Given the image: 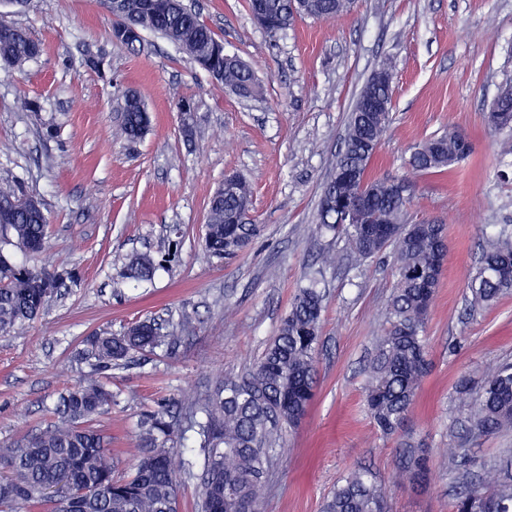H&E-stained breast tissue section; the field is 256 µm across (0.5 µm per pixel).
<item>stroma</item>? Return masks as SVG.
Segmentation results:
<instances>
[{
    "instance_id": "stroma-1",
    "label": "stroma",
    "mask_w": 512,
    "mask_h": 512,
    "mask_svg": "<svg viewBox=\"0 0 512 512\" xmlns=\"http://www.w3.org/2000/svg\"><path fill=\"white\" fill-rule=\"evenodd\" d=\"M253 69L259 93L224 89L175 45L145 34L129 51L113 42L103 0H0V21L25 28L40 52L22 67L0 63V188L41 199L48 250L30 264L70 278L34 322L0 336V441L19 440L53 420L59 396L100 372L119 398L100 422L112 453L130 468L143 413L197 398L219 377L248 368L326 252L343 242L317 233L315 214L354 102L385 59L394 64L392 123L370 170L407 174L424 139L462 131L474 151L445 174L415 176L414 221L445 226L448 258L427 328L430 371L406 428L431 450L417 488L394 480V448L377 439L363 406L366 365L381 334L390 267L327 270L315 396L288 436L261 512H320L350 471L364 467L392 512H453L448 450L460 434L455 386L512 362V295L467 313L465 297L481 247L512 224V174L498 177L512 142L486 116L512 81V0H356L345 17H300L270 47L247 0H186ZM103 59L101 69L87 55ZM136 90L151 125L134 145L116 138L118 89ZM192 99L183 118L176 96ZM37 102V111L25 101ZM253 191L260 236L218 259L202 245L208 199L225 174ZM171 260L150 282L122 276L132 253ZM152 317L193 327L177 345L97 369L89 336Z\"/></svg>"
}]
</instances>
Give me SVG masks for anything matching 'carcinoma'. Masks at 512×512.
Here are the masks:
<instances>
[{"mask_svg":"<svg viewBox=\"0 0 512 512\" xmlns=\"http://www.w3.org/2000/svg\"><path fill=\"white\" fill-rule=\"evenodd\" d=\"M261 8L265 31L274 41L299 16L334 19L351 12L349 0H248L249 12ZM162 35L224 88L242 98L259 90L252 69L224 52V44L196 12L175 0H121L112 25V40L135 51L143 33ZM39 45L29 34L0 24V61L20 67L34 59ZM117 135L136 143L147 133L150 116L132 90L116 98ZM391 84L366 81L354 103L334 174L324 186L316 224L321 232L344 239L356 273L390 251L393 291L382 335L369 366L364 402L377 433L398 442L397 478L417 487L428 472L430 449L405 434L412 405L427 375L426 333L442 267L437 251L443 225L424 222L410 227L411 198L393 193L385 179L368 176L378 146L390 124ZM495 133L512 132V95H499L488 112ZM470 139L448 130L426 139L410 155L412 173H444L468 159ZM12 202L0 211V335L33 322L63 281L44 267L17 262L4 253L12 245L26 255L45 250L48 218L41 201L17 189H0ZM251 189L230 176L208 201L205 247L218 258L248 247L259 233L247 220ZM512 263V226L500 225L488 239L468 303L478 312L512 292V278L502 268ZM155 261L136 253L124 277L145 282ZM313 277L298 289L275 336L243 373L226 376L203 396L174 412L164 403L143 416L133 442L135 463L119 474L110 437L92 425L112 407L118 394L90 374L60 396L57 420L26 439L0 445V484L12 483L15 496L0 498V512H179L184 472L194 475L201 512H261L274 461L284 453L286 435L302 421L313 397L317 355L325 311V294ZM188 330L180 321L169 332L156 320L132 323L120 335L95 336L91 354L104 367L118 365L134 352L170 345ZM466 436L448 449V472L458 485L454 512H512V455L476 462L468 439L512 430V362L489 368L481 383L463 377L456 385ZM322 512H387V498L366 471L354 470L336 484Z\"/></svg>","mask_w":512,"mask_h":512,"instance_id":"1","label":"carcinoma"}]
</instances>
